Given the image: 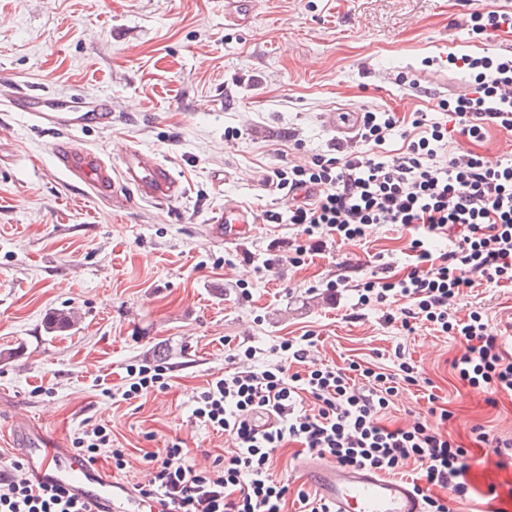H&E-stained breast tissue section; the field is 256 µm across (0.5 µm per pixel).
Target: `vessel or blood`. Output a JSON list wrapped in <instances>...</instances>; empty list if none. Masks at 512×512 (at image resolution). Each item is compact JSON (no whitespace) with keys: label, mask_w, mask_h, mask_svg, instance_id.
I'll use <instances>...</instances> for the list:
<instances>
[{"label":"vessel or blood","mask_w":512,"mask_h":512,"mask_svg":"<svg viewBox=\"0 0 512 512\" xmlns=\"http://www.w3.org/2000/svg\"><path fill=\"white\" fill-rule=\"evenodd\" d=\"M15 112L30 113L45 126L63 125L74 130L84 123L80 112H43L33 93L19 90L8 99ZM327 127L350 141L360 122L355 108L325 113ZM50 153L57 168L69 178L84 184L94 195L107 198L116 193L117 183L133 187L139 198L147 201L172 202L182 196L185 187L152 152L137 146L128 147L120 174L101 155L79 145L71 138L52 141ZM254 218L249 209L225 205L209 227L213 240L233 243L250 231ZM29 479L36 483L58 486L89 501L93 512H113L112 479L98 465L60 446L57 440L39 428L24 430L17 438ZM306 468L315 490L333 512H423V505L412 488L400 481L385 478L366 468H344L318 460L308 461Z\"/></svg>","instance_id":"vessel-or-blood-1"}]
</instances>
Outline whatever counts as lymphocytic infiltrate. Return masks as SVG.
I'll return each mask as SVG.
<instances>
[{
    "label": "lymphocytic infiltrate",
    "mask_w": 512,
    "mask_h": 512,
    "mask_svg": "<svg viewBox=\"0 0 512 512\" xmlns=\"http://www.w3.org/2000/svg\"><path fill=\"white\" fill-rule=\"evenodd\" d=\"M455 65L468 90L438 99L433 112L399 115L365 112L350 145L336 144L310 161L271 172L268 181L286 202L269 215L273 224L301 226L309 239L360 242L379 224L411 235L414 262L406 276L379 277L358 285L356 307H385L386 322L411 330L413 321L454 333L465 346L453 369L470 387L512 395V361L479 312L452 317L448 302L471 287L473 276L512 284V160H489L474 151H452L460 132L481 141L486 124L512 133V54L462 55ZM395 154L383 148L393 138ZM462 228L454 247L441 254L432 240ZM401 303L400 312L389 306ZM419 369L396 345L391 371L357 363L290 372L287 365L237 371L211 380L195 399L193 415L231 436L234 453L216 457L212 469L189 464L181 440L170 442L140 485L143 501L158 512H284L287 484L274 479V454L283 442L330 457L344 467H368L398 475L409 463L412 488L425 512H449L448 495L466 496V451L428 421L388 429L379 423L401 384H416ZM312 396L314 410L304 407ZM72 445L90 461H127L112 432L95 425ZM0 512H89L61 488L0 474Z\"/></svg>",
    "instance_id": "1"
}]
</instances>
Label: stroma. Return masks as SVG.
I'll return each instance as SVG.
<instances>
[{"label":"stroma","instance_id":"1","mask_svg":"<svg viewBox=\"0 0 512 512\" xmlns=\"http://www.w3.org/2000/svg\"><path fill=\"white\" fill-rule=\"evenodd\" d=\"M247 24L224 18V0H0V83L50 91L51 112L73 98L112 102V125L90 123L78 142L120 167L125 145L153 152L186 187L166 205L124 189L126 206L93 195L55 169V130L28 113L0 114V431L38 426L64 445L101 424L126 450L111 470L127 512H149L136 488L151 455L182 438L196 469L234 449L198 421L195 398L253 347L252 367L279 364V345L315 338L309 365L389 367L404 343L424 379L393 397L383 425L406 428L430 406L467 448L468 496L451 512H512V459L477 439L512 437V395L465 385L451 367L454 335L385 324L352 309L351 290L390 266L408 273L409 234L371 229L359 244L331 242L291 264L306 237L271 224L283 202L268 171L310 160L336 137L325 112L354 106L429 111L434 95L464 91L449 53L512 52V34L473 37L469 15L512 0H254ZM251 210V235L213 241L227 201ZM340 281L339 291L328 290ZM458 318L484 314L512 337V287L462 289ZM74 324L50 327L61 312ZM165 368L169 387L122 397L129 367ZM300 445L275 453L274 478L291 499L312 492Z\"/></svg>","mask_w":512,"mask_h":512}]
</instances>
